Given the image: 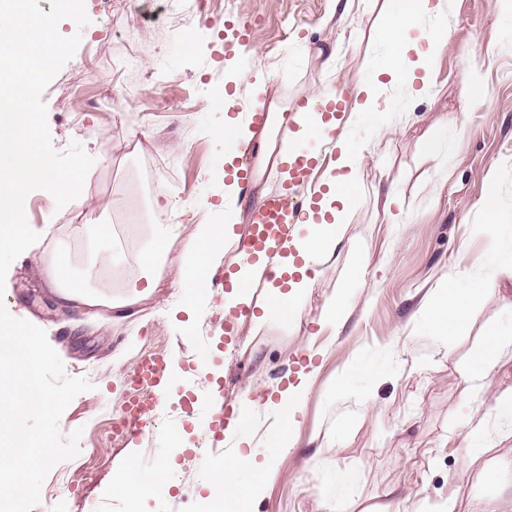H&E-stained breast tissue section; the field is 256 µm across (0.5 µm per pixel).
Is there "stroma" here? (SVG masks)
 Listing matches in <instances>:
<instances>
[{
    "mask_svg": "<svg viewBox=\"0 0 512 512\" xmlns=\"http://www.w3.org/2000/svg\"><path fill=\"white\" fill-rule=\"evenodd\" d=\"M372 2L354 0L349 8L344 0H203L197 13L183 15L150 0L140 15L125 0H85L90 22L60 70L70 94L60 96L52 83L43 99L54 148L76 142L94 159L83 190L89 203L60 209L42 191L30 193L26 218L41 237L12 263L5 283L8 312L45 331L65 376L93 385L60 422L63 433L81 430L80 452L50 471L33 512H204L216 471L234 453L224 446L223 429L199 426V414L237 409L245 397L267 399L302 371L311 380L296 446L250 512H321L319 490L334 468L357 475L340 512H370L397 484L409 493L406 512L419 503L431 510L452 492L458 512H486L500 497L512 501V469L476 488L469 463L456 453L464 420L475 416L488 425L494 455L512 461V420L499 416L496 402L512 389V359L476 388L463 378L486 329L512 325V277L477 298L454 335L419 330L432 290L476 272L496 249L503 224L512 222V0H448L452 35L436 61L431 98L413 101L402 85L383 86L393 132L384 150L365 160L353 200L357 221L345 225L334 257L303 298L298 326L272 322L265 335L239 328L229 337L223 290L212 289L191 317L166 282L163 308L149 302L116 321L104 307L59 306L44 284L39 257L53 254L76 284L119 297L138 274L157 217L189 225L196 209L220 203V184L206 183L205 175L218 163L215 132L225 115L240 110L235 103L222 111L206 106L235 90L228 78L239 65L224 52L225 24L250 23L262 67L289 101L320 84V50L337 49L339 84L400 68L376 37L387 18ZM491 43L496 52L489 58ZM476 70L488 102L462 106ZM427 133L445 145L438 157L419 149ZM132 139L140 149L113 152ZM155 178L160 194L195 195V209L160 215L153 205L159 193L147 189ZM489 180L498 193L494 220L480 205ZM389 190L408 223L383 222L375 196ZM99 223L110 225L111 241L98 238ZM337 297L346 320L321 331L325 308ZM148 348L169 357L173 370L158 418L135 435L115 436L127 371ZM370 363L379 377L356 375L337 390L343 372ZM179 429L183 442L176 446L171 434ZM172 458L178 485L169 494L134 502L113 492L128 462L151 474Z\"/></svg>",
    "mask_w": 512,
    "mask_h": 512,
    "instance_id": "stroma-1",
    "label": "stroma"
}]
</instances>
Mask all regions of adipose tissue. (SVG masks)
Segmentation results:
<instances>
[{"mask_svg":"<svg viewBox=\"0 0 512 512\" xmlns=\"http://www.w3.org/2000/svg\"><path fill=\"white\" fill-rule=\"evenodd\" d=\"M391 21L379 32L382 41L389 44L393 53L402 55L414 47L413 32L418 18L427 16L440 24V39L431 44L425 61L411 65L401 74V82L410 97L418 99L431 92L430 75L436 56L445 40L450 36L444 26L448 13V0H386L384 4ZM245 69L251 81L248 90L252 99L258 100L267 113V121L261 128L227 119L215 135L217 142L224 146L222 164L214 172V178L224 184V201L214 213L204 214L192 233L191 243L180 253L170 251L172 239L179 234L175 224L159 225L154 235L150 252L144 260L142 273L145 286L130 284L125 295L118 299H104L85 288L66 285L63 267L58 258L46 256L42 259L44 280L55 293L59 303L67 306L79 303L85 306H106L114 319L123 320L133 314L136 307L151 300L166 277L168 269H176L172 287L182 289L189 296L200 294L199 282L203 276L216 274L222 257L228 249L238 243L239 237L234 226L239 219V210L234 202L241 194V184L236 174L227 172L233 162L230 145L241 141L259 139L260 148L254 161V184L262 192H269L272 183L282 181L283 165L287 160L290 146L288 141L278 140L277 132L296 120V113L290 112L287 102L270 95L269 76L259 66L256 53H249ZM359 116L369 127L388 131V114L379 103L378 86L362 83L356 88L348 114L335 118L315 115L309 120V137L317 144H330V158L321 171L316 187L317 203L314 211L308 212L306 221L314 227L311 235L293 237L290 248L276 263L275 277H267L265 260H258L246 269L231 272L230 292L224 295V310L232 312L237 304L254 305L257 313L252 317L254 334H261L270 319L291 324L301 316L300 298L313 288L316 279L310 270L315 263L329 261L342 239V225L352 219L351 202L360 185L359 170L369 155L372 146L352 140L347 136L330 139V130L337 124H350L352 116ZM512 273V234L508 235L501 247L482 268L480 274L468 277L439 288L438 295L422 314L421 326L432 336H446L465 317L472 301L485 295L498 284L502 273ZM263 288L265 295L255 299L256 288ZM512 337V327H493L486 331L480 348L470 357L465 374L468 383H475L485 376L491 365L497 361L507 338ZM309 378H302L299 384L287 386L279 393L276 418L265 429L257 433L254 428L251 407H244L233 421V426L246 443L260 441L268 448L288 454L294 448L293 438L296 414L304 404L309 387ZM488 434L482 422H469L463 442L457 453L478 468L477 477L489 481L496 477L498 469L489 457L486 445ZM227 466L236 470V479L217 477L210 489L209 500L224 506V512H238L240 506L262 493L269 482L280 475L278 463L257 462L254 454L228 460Z\"/></svg>","mask_w":512,"mask_h":512,"instance_id":"ef3b65f1","label":"adipose tissue"}]
</instances>
